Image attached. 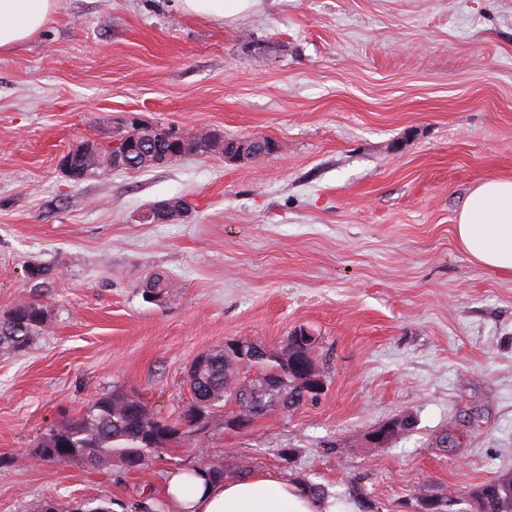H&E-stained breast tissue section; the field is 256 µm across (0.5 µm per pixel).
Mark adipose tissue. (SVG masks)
Listing matches in <instances>:
<instances>
[{
  "instance_id": "obj_1",
  "label": "adipose tissue",
  "mask_w": 512,
  "mask_h": 512,
  "mask_svg": "<svg viewBox=\"0 0 512 512\" xmlns=\"http://www.w3.org/2000/svg\"><path fill=\"white\" fill-rule=\"evenodd\" d=\"M54 10L55 0H0V53L35 36ZM455 234L476 263L512 274V180L476 185L458 212ZM162 494L177 512H356L334 496H313L298 480L269 473L219 481L180 471L167 477Z\"/></svg>"
}]
</instances>
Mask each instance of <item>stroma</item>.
Listing matches in <instances>:
<instances>
[{
	"mask_svg": "<svg viewBox=\"0 0 512 512\" xmlns=\"http://www.w3.org/2000/svg\"><path fill=\"white\" fill-rule=\"evenodd\" d=\"M131 114L280 149L69 180L60 157ZM490 178L512 179V0H259L224 19L178 0H57L0 55V314L47 309L26 351L0 350V512L46 498L144 512L202 462L319 483L359 512L512 476V275L454 232ZM172 197L187 217L140 223ZM33 263L50 269L35 292ZM157 274L168 286L151 300ZM301 325L328 366L318 401L246 428L227 404L138 471L32 461L101 394L176 419L198 354L279 347ZM407 413L409 433L367 444ZM445 431L458 447H439Z\"/></svg>",
	"mask_w": 512,
	"mask_h": 512,
	"instance_id": "1",
	"label": "stroma"
}]
</instances>
